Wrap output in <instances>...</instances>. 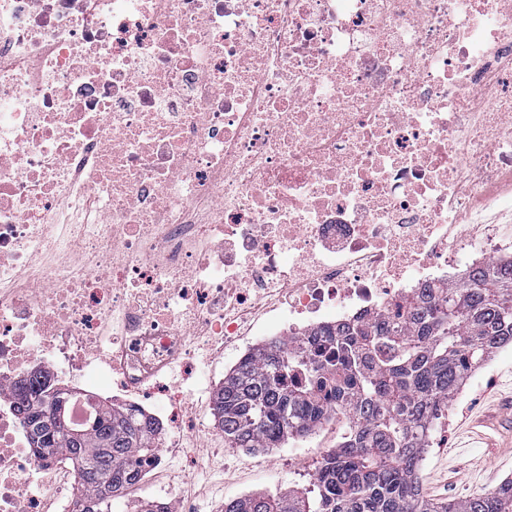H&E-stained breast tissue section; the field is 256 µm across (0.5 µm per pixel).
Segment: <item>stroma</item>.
<instances>
[{
	"label": "stroma",
	"mask_w": 512,
	"mask_h": 512,
	"mask_svg": "<svg viewBox=\"0 0 512 512\" xmlns=\"http://www.w3.org/2000/svg\"><path fill=\"white\" fill-rule=\"evenodd\" d=\"M435 425L421 466V494L430 501L474 497L512 478V348L495 352L476 369ZM343 427L317 430L297 444L287 442L284 455L307 467L337 448ZM206 470L193 477L188 491L198 504L252 493L305 490L310 483L288 469H259L262 452L224 444L223 433L198 450Z\"/></svg>",
	"instance_id": "35a3bbf8"
}]
</instances>
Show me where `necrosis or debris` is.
<instances>
[{"mask_svg":"<svg viewBox=\"0 0 512 512\" xmlns=\"http://www.w3.org/2000/svg\"><path fill=\"white\" fill-rule=\"evenodd\" d=\"M511 251L512 0H0V383L153 418L125 512H196V338L294 348ZM80 495L1 398L0 512Z\"/></svg>","mask_w":512,"mask_h":512,"instance_id":"obj_1","label":"necrosis or debris"}]
</instances>
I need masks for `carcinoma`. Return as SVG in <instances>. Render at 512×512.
<instances>
[{
  "instance_id": "cac0c4a2",
  "label": "carcinoma",
  "mask_w": 512,
  "mask_h": 512,
  "mask_svg": "<svg viewBox=\"0 0 512 512\" xmlns=\"http://www.w3.org/2000/svg\"><path fill=\"white\" fill-rule=\"evenodd\" d=\"M313 348L260 345L224 376L212 415L231 448L280 446L308 436L332 413L347 420L339 451L316 472L317 496L294 489L224 502V512H512V479L471 499H420L419 471L433 420L464 378L512 344V255L462 273L436 297L322 328ZM62 389L38 371L4 390L32 428L33 454L62 456L86 494L77 512L112 502L151 459L156 427L132 406L99 405L85 427L57 418Z\"/></svg>"
}]
</instances>
